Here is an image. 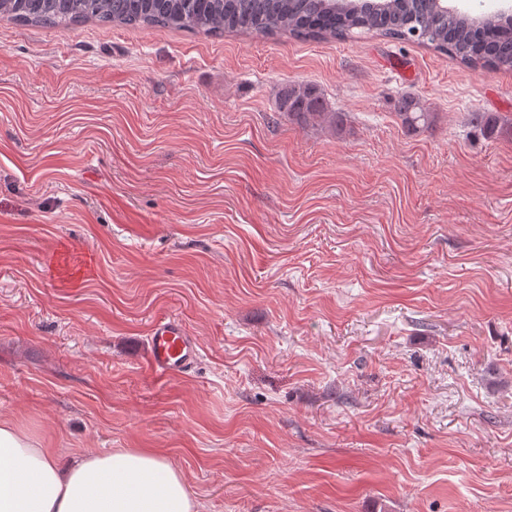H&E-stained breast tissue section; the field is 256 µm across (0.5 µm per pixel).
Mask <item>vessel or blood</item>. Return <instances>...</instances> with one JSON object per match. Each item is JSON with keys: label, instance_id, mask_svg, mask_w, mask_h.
<instances>
[{"label": "vessel or blood", "instance_id": "vessel-or-blood-1", "mask_svg": "<svg viewBox=\"0 0 512 512\" xmlns=\"http://www.w3.org/2000/svg\"><path fill=\"white\" fill-rule=\"evenodd\" d=\"M148 353L152 369L159 375L171 377L195 363L198 344L179 320L167 318L152 327Z\"/></svg>", "mask_w": 512, "mask_h": 512}]
</instances>
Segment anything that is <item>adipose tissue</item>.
Listing matches in <instances>:
<instances>
[{
    "label": "adipose tissue",
    "mask_w": 512,
    "mask_h": 512,
    "mask_svg": "<svg viewBox=\"0 0 512 512\" xmlns=\"http://www.w3.org/2000/svg\"><path fill=\"white\" fill-rule=\"evenodd\" d=\"M159 451L118 448L60 463L34 433L0 420V512H199Z\"/></svg>",
    "instance_id": "1"
}]
</instances>
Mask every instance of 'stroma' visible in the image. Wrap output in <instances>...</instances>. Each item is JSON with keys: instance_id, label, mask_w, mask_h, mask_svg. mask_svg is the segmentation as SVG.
Masks as SVG:
<instances>
[{"instance_id": "stroma-1", "label": "stroma", "mask_w": 512, "mask_h": 512, "mask_svg": "<svg viewBox=\"0 0 512 512\" xmlns=\"http://www.w3.org/2000/svg\"><path fill=\"white\" fill-rule=\"evenodd\" d=\"M475 112L512 126V72L413 42L0 18V419L159 449L201 512H512V135ZM167 317L199 356L160 377ZM278 109L281 114L301 126H323L343 131L341 112H324V100L315 87L306 83L289 84L279 95ZM395 113L402 126L409 131L427 129L435 122V114L425 112L421 102L411 95L403 96L397 101V112Z\"/></svg>"}]
</instances>
